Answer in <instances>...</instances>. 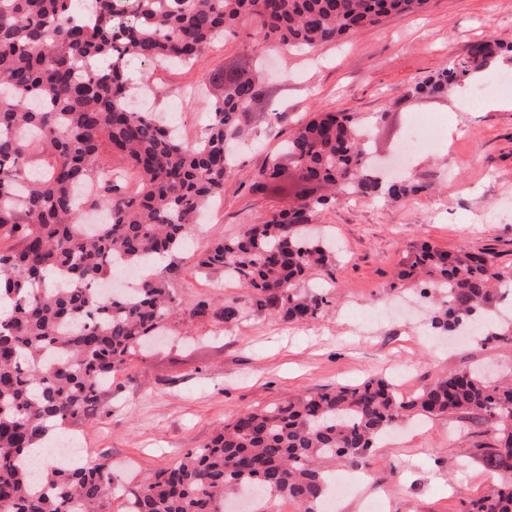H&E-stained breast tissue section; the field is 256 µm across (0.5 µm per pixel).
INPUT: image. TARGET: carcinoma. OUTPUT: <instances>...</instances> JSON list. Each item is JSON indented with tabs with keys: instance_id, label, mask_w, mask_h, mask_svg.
Returning <instances> with one entry per match:
<instances>
[{
	"instance_id": "cac0c4a2",
	"label": "carcinoma",
	"mask_w": 512,
	"mask_h": 512,
	"mask_svg": "<svg viewBox=\"0 0 512 512\" xmlns=\"http://www.w3.org/2000/svg\"><path fill=\"white\" fill-rule=\"evenodd\" d=\"M430 0H0V512H109L110 467L41 468L28 459L46 431H65L101 409L112 377L146 342L198 301L181 308L169 283L103 293L124 268H143L185 248L197 216L224 192L227 143L244 135L260 102L245 65L210 78L221 94L204 135L188 140L129 105L125 76L134 57L189 64L246 20L264 39L319 49L392 14ZM507 48L478 43L405 94L440 95L494 67ZM362 124L348 112H313L288 135L281 156L253 176L250 190L279 188L285 165L297 178L288 208L262 224L215 241L198 258L248 290L224 300L222 319H316L326 296L300 284L332 261L307 225L350 194L399 201L430 188L413 178L388 182L372 164ZM124 157L133 187L114 176ZM398 279L426 296L448 290L436 320L450 333L472 323L486 340L512 342V323L485 320L512 291V267L489 252L423 243ZM413 416L462 417L485 426L486 466L498 476L467 512H512V375L492 379L457 370L401 397L384 380L301 395L241 413L211 441L187 450L128 493L130 512H224L237 492H261L270 506L291 502L318 512L331 468H358L377 440Z\"/></svg>"
}]
</instances>
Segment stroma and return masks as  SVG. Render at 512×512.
<instances>
[{"label": "stroma", "instance_id": "35a3bbf8", "mask_svg": "<svg viewBox=\"0 0 512 512\" xmlns=\"http://www.w3.org/2000/svg\"><path fill=\"white\" fill-rule=\"evenodd\" d=\"M478 42L512 45V0H430L423 12L386 17L314 51L264 41L253 19L226 33L194 65L129 62L130 83L146 80L156 91L155 120L178 125L183 137H199L204 129L218 93L210 75L236 63L256 70L264 90L260 109L286 115L277 125L252 123L224 193L190 247L157 268L186 309L202 298L216 307L225 296H246L223 271L198 267L197 259L215 240L287 206L286 195L251 193L247 181L308 113L343 111L367 119L380 159L418 117L438 119L445 143L409 163L411 175L431 183L430 191L397 202L354 197L321 214L317 226L336 252L329 271L310 283L328 299L316 320L299 325L246 312L227 325L214 307L174 321L115 378L94 424L72 429L73 438L94 448L90 465L112 466L111 512H124L125 488L173 466L240 413L369 378L386 379L408 397L461 368L512 366V346L493 347L479 336L452 344L438 335L433 298L397 279L425 241L448 251H489L512 265V91L498 93L500 109L469 112L458 111L450 93L407 92ZM488 440L466 419L410 424L378 444L363 482L338 512H364L376 498L388 512H465L494 482L479 450Z\"/></svg>", "mask_w": 512, "mask_h": 512}]
</instances>
